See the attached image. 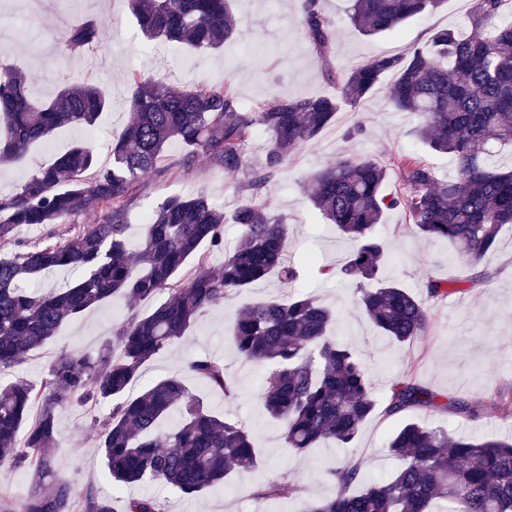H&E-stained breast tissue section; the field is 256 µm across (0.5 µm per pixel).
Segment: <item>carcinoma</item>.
Returning a JSON list of instances; mask_svg holds the SVG:
<instances>
[{
  "instance_id": "carcinoma-1",
  "label": "carcinoma",
  "mask_w": 512,
  "mask_h": 512,
  "mask_svg": "<svg viewBox=\"0 0 512 512\" xmlns=\"http://www.w3.org/2000/svg\"><path fill=\"white\" fill-rule=\"evenodd\" d=\"M444 0H349L351 26L365 36L395 30L431 12ZM149 41L173 42L198 51H218L232 39L236 22L228 0H129ZM512 0H474L464 29H442L428 46L407 57L381 55L344 72L329 62L333 28L320 0H303L304 40L324 62L339 97H274L244 111L222 85L175 88L161 78L136 73L129 80L131 118L111 143L112 168L95 175L93 147L78 140L54 162L39 165L13 196L0 200V239L21 226L65 224L79 208L104 213L102 222L72 234L52 229L46 239L19 244L0 254V371H10L56 338L82 313L124 295L136 303L163 296L148 311L132 308L95 355L59 351L38 386L18 379L0 386V465L30 472L32 489L20 503L0 501V512H163L151 495L121 500L120 508L94 488H79L60 473L54 457L57 419L70 406L109 405L90 429L112 483L123 487L152 481L188 497L228 482L232 472L259 464L252 432L213 412L179 374L133 390L155 355L182 339L230 295L277 274L285 286L299 270L287 260L288 224L254 197L279 168L314 141L334 119L341 102H355L394 76L386 89L392 107L417 117L416 137L448 155L455 175L436 176L420 157L399 165L404 192L385 194L387 169L339 156L315 172L307 188L313 206L338 232L355 242L344 272L357 279L359 306L386 336L410 343L425 336L424 301L384 277L387 247L376 228L388 211L401 207L420 235L451 243L472 268L499 245L512 224V170L492 165L493 146H512ZM106 23L87 17L63 35L67 54L81 56L100 45ZM29 76L0 67V166L60 128L90 129L111 107L108 93L91 82L61 86L45 102L30 93ZM270 135L265 167L251 172L244 199L231 215L241 242L224 261L187 279L188 264L204 247L224 246V211L199 192L169 196L157 207L140 240L128 234L127 209L137 179L157 168L166 150L184 147L179 165L204 155L229 174L248 166L247 145L255 128ZM57 270L76 278L64 288L29 290L22 283ZM430 298L452 292L446 281L428 277ZM336 315L317 297L287 294L249 304L237 313L230 341L241 357L268 368L261 401L280 428L286 447L303 454L321 442L351 444L376 411L404 416L416 409L473 416L464 399L443 400L411 378L394 381L384 400L376 398L358 352L332 332ZM188 373L227 400L236 381L224 362L198 357ZM400 461L388 478L352 487L360 464L329 471L333 491L309 502L305 512H512V442L448 435L442 427L413 420L387 440ZM294 484L260 485L257 500H287Z\"/></svg>"
}]
</instances>
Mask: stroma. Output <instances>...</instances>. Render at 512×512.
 Wrapping results in <instances>:
<instances>
[{
	"mask_svg": "<svg viewBox=\"0 0 512 512\" xmlns=\"http://www.w3.org/2000/svg\"><path fill=\"white\" fill-rule=\"evenodd\" d=\"M324 14L333 25L330 60L334 67L348 70L369 62L379 53L404 56L423 47L438 30L458 29L468 23L472 0H444L433 11L399 26L394 31L365 37L350 28L347 0H321ZM237 35L220 51H187L178 44L145 41L129 11L127 0H0V32L9 39L0 44V64L23 69L33 78L37 99H49L63 83L90 80L105 84L114 99L111 111L103 113L91 140L99 169L112 166L110 143L125 128L129 107L125 103L127 79L132 70L165 79L174 85L197 83L230 86L242 106L276 96H335L338 90L324 75L317 55L304 44L299 18V0H231ZM98 16L108 23L104 42L81 57L65 54L64 31L76 22ZM362 134H354L355 125ZM415 118L395 111L384 90L342 105L334 120L317 139L304 146L276 172L258 203L282 216L290 226L288 255L295 261L314 260L333 271L328 279L301 272L296 290L312 294L336 313V334L341 342L359 351L377 397H384L396 379L410 376L430 390L448 397H464L477 409L475 416L456 417L418 410L413 420L447 428L449 433L512 438V416L495 406L500 393L512 394V227H504L497 250L482 264L487 276L471 283L472 269L452 260L448 242L417 234L403 210L389 211L378 232L391 256L385 268L387 279L421 294L427 277L456 281L458 290L448 297L428 301L429 328L413 343H399L384 336L362 313L354 279L343 268L354 246L326 223L313 207L304 189L310 175L334 161L336 156H367L390 171L386 190L399 192L398 164L401 156L424 157L439 178L453 175L451 159L427 149L413 134ZM78 138L74 130L51 136L53 151L36 148L18 164L0 169V198L18 192L35 166L54 160ZM179 150L171 148L155 171L140 178V191L132 202L127 222L131 237H139L147 215L173 194L205 192L225 212H232L247 197V171L232 175L214 167L206 157L194 166H178ZM284 288L276 276L243 289L222 307L206 313L188 336L146 363L144 381L181 371L199 355L223 361L236 380L235 399L207 389L197 381L190 388L225 417L245 424L255 435L256 445L268 466L232 477L230 486H216L200 498H187L173 489L153 486L116 489L104 475V464L96 448V437L88 424L97 414L94 406L69 407L58 417L60 445L55 454L63 475L75 485L93 486L106 498L152 494L164 512H302L310 499L328 495L332 489L328 473L347 461L363 464L365 478L379 479L393 471L397 462L385 443L400 426L398 416L374 413L362 425L355 441L340 448L330 442L305 454L285 448L279 430L272 425L258 398L265 382L264 366L242 361L225 332L238 309L248 303L279 296ZM129 303L122 297L90 310L67 323L58 337L33 352L24 364L0 373V382L24 378L38 384L57 351L66 348L82 354L97 353L125 318ZM288 479L299 487L297 497L256 503V486L270 479Z\"/></svg>",
	"mask_w": 512,
	"mask_h": 512,
	"instance_id": "1",
	"label": "stroma"
}]
</instances>
